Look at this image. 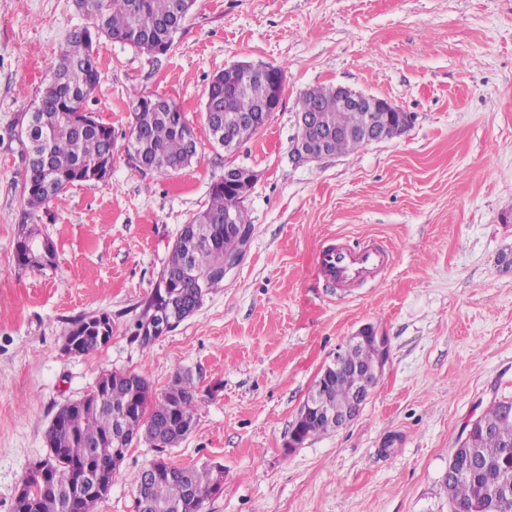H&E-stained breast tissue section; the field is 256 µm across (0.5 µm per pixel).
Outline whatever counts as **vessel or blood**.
Segmentation results:
<instances>
[{"mask_svg":"<svg viewBox=\"0 0 512 512\" xmlns=\"http://www.w3.org/2000/svg\"><path fill=\"white\" fill-rule=\"evenodd\" d=\"M391 249L382 242L369 240L352 244L346 241L323 247L318 264L324 278L339 288H346L387 270Z\"/></svg>","mask_w":512,"mask_h":512,"instance_id":"obj_1","label":"vessel or blood"}]
</instances>
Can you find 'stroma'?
I'll return each instance as SVG.
<instances>
[{
	"instance_id": "1",
	"label": "stroma",
	"mask_w": 512,
	"mask_h": 512,
	"mask_svg": "<svg viewBox=\"0 0 512 512\" xmlns=\"http://www.w3.org/2000/svg\"><path fill=\"white\" fill-rule=\"evenodd\" d=\"M85 22L76 0H0V512L47 455L59 407L113 371L144 374L157 395L191 374L195 425L164 457L223 464L202 512H451L443 478L463 424L512 399V0H196L167 55L101 39L89 109L115 131L112 172L46 204L53 263L21 270L18 125ZM237 62L281 67L286 80L281 108L228 154L210 143L203 109L211 77ZM319 85L389 98L412 124L295 163L296 101ZM136 92L179 106L197 162L167 175L129 164ZM233 164L258 174L245 257L192 317L142 342L174 240ZM339 238L382 241L392 269L334 288L317 257ZM99 313L111 341L65 352L73 323ZM367 324L388 337L390 359L362 411L289 448L322 369ZM156 457L133 442L97 512H136Z\"/></svg>"
}]
</instances>
